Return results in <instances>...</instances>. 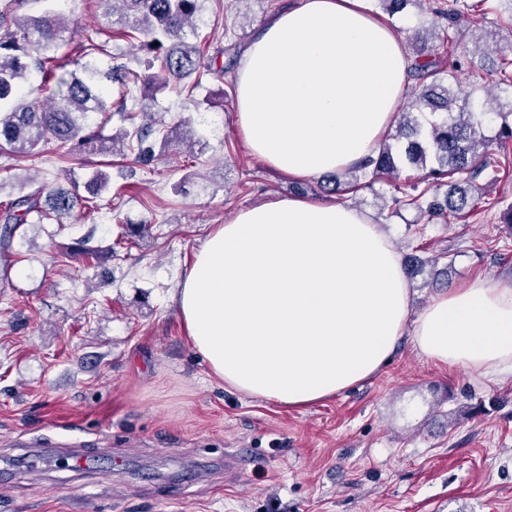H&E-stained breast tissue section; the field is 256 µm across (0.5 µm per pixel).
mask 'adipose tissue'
Listing matches in <instances>:
<instances>
[{"mask_svg": "<svg viewBox=\"0 0 512 512\" xmlns=\"http://www.w3.org/2000/svg\"><path fill=\"white\" fill-rule=\"evenodd\" d=\"M405 39L369 0H295L244 47L236 126L273 170L353 167L391 129ZM171 300L225 387L305 408L374 376L405 331L434 362L512 376V286L477 279L409 311L401 255L365 213L303 197L258 201L218 225Z\"/></svg>", "mask_w": 512, "mask_h": 512, "instance_id": "1", "label": "adipose tissue"}]
</instances>
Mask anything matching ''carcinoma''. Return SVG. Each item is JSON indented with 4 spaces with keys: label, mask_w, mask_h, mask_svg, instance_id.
Here are the masks:
<instances>
[{
    "label": "carcinoma",
    "mask_w": 512,
    "mask_h": 512,
    "mask_svg": "<svg viewBox=\"0 0 512 512\" xmlns=\"http://www.w3.org/2000/svg\"><path fill=\"white\" fill-rule=\"evenodd\" d=\"M104 6L103 18L112 23L114 4L122 6L119 14L122 34L148 49L151 56L143 61L144 69L136 71L124 64L98 67V57L112 58L104 42L84 33L79 21L66 24L62 13L46 11L38 16L18 18L12 3L0 7V155L35 156L54 150L63 156H109L122 146L134 153V161L148 166L168 152L177 140L174 131L161 124H131L117 134H104L112 116L132 121L134 109L127 106L132 89L140 94L148 91L176 90L187 97L202 84L206 75L221 80L224 66L201 70L200 61L206 46L197 42L201 22L202 0H98ZM472 5L455 0L448 10L439 13L448 19L440 40L457 44L458 24ZM80 35L76 46V69L68 77H56L60 68L56 52ZM40 82H29L31 74ZM410 76L418 90L406 112L402 113L396 131L387 135L394 146L384 142L375 155L360 164L333 175L342 192L369 188L383 176H395L404 169L417 172L418 183L413 192L394 195L385 203L387 217L413 209L430 218L453 217L465 208H475L469 201L473 180L493 168L487 157L489 139L482 122L472 108L478 87L461 96L455 89V76L439 64L425 48L417 49ZM419 112L424 120L412 116ZM502 119L495 136L500 147L512 141V125L506 118L510 112L494 109ZM106 162L90 176L80 193L77 179L64 186L44 181L23 184L25 191L6 202L0 201V279L8 280L12 267L15 237H25L27 227L54 221L58 224L85 211L98 208L96 199L112 191V178ZM365 181H359V178ZM425 187H419V184ZM444 186L443 196L426 200L431 185ZM423 246L411 247L404 255V270L412 275L424 260L418 255Z\"/></svg>",
    "instance_id": "1"
}]
</instances>
